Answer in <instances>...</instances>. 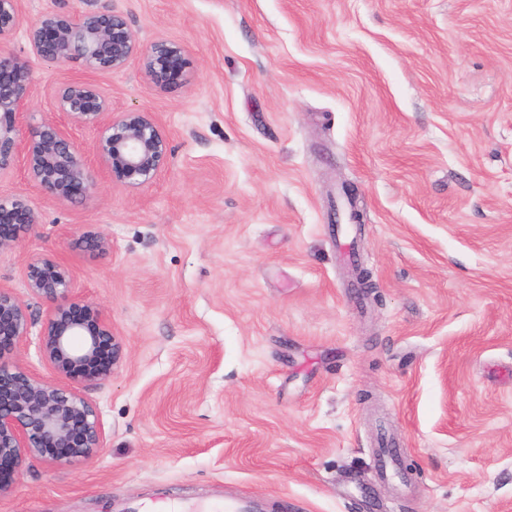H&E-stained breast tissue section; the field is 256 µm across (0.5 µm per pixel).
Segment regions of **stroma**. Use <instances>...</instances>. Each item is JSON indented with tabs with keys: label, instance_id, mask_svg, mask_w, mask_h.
Wrapping results in <instances>:
<instances>
[{
	"label": "stroma",
	"instance_id": "obj_1",
	"mask_svg": "<svg viewBox=\"0 0 512 512\" xmlns=\"http://www.w3.org/2000/svg\"><path fill=\"white\" fill-rule=\"evenodd\" d=\"M0 48L31 75L28 121L58 123L94 192L62 203L22 167L0 197L39 216L0 252L28 307L34 374L48 302L24 269L54 255L122 346L85 387L105 446L29 457L0 512H140L255 495L265 512H512V0H19ZM121 15L183 48L164 82L50 66L47 13ZM94 84L169 143L148 187L114 184L97 129L54 94ZM354 186L360 234L333 225ZM103 235L105 249L87 236ZM352 237L354 259L338 241ZM373 292L352 288V264ZM403 469L379 481V443Z\"/></svg>",
	"mask_w": 512,
	"mask_h": 512
}]
</instances>
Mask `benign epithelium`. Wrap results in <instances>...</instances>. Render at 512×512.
Here are the masks:
<instances>
[{
	"label": "benign epithelium",
	"mask_w": 512,
	"mask_h": 512,
	"mask_svg": "<svg viewBox=\"0 0 512 512\" xmlns=\"http://www.w3.org/2000/svg\"><path fill=\"white\" fill-rule=\"evenodd\" d=\"M18 0H0V43L20 26ZM32 51L62 65L78 62L89 71H112L141 55L147 76H180L188 65L184 51L166 41L140 46L125 20L114 13H49L30 28ZM30 72L25 63L0 51V177L24 159L27 176L53 198L70 202L95 187L87 161L55 122L45 120L24 135L17 117L27 107ZM57 110L72 122L95 125L94 153L112 182L138 189L152 184L168 158L167 138L148 112L129 111L102 122L109 102L87 81H74L55 93ZM0 250L16 247L39 223L20 199L0 198ZM31 295L50 303L40 334V352L54 378L29 371L13 356L29 335L24 301L0 286V500L12 495L15 480L29 456L71 465L93 459L104 447L103 427L82 389L112 378L121 346L110 316L75 293L68 267L55 257L31 259L24 271Z\"/></svg>",
	"instance_id": "7a95c632"
}]
</instances>
